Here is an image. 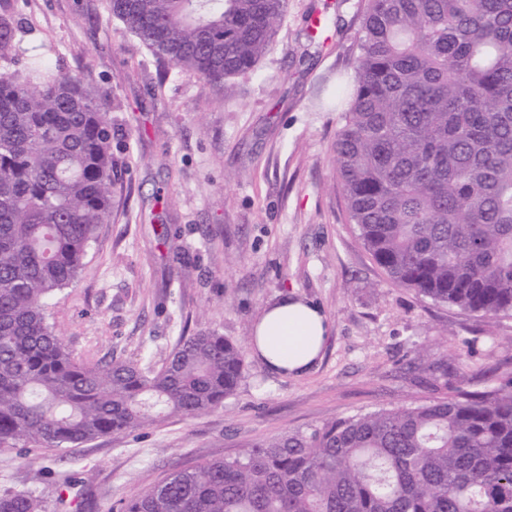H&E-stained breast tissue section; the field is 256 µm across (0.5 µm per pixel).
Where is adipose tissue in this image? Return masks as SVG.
Instances as JSON below:
<instances>
[{
  "label": "adipose tissue",
  "mask_w": 512,
  "mask_h": 512,
  "mask_svg": "<svg viewBox=\"0 0 512 512\" xmlns=\"http://www.w3.org/2000/svg\"><path fill=\"white\" fill-rule=\"evenodd\" d=\"M324 314L293 294L266 307L254 329L252 344L275 371L309 372L328 338Z\"/></svg>",
  "instance_id": "obj_1"
}]
</instances>
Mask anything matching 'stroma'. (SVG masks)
Here are the masks:
<instances>
[{
    "label": "stroma",
    "mask_w": 512,
    "mask_h": 512,
    "mask_svg": "<svg viewBox=\"0 0 512 512\" xmlns=\"http://www.w3.org/2000/svg\"><path fill=\"white\" fill-rule=\"evenodd\" d=\"M359 0H288L255 71L216 84L157 59L109 0H25L23 46L86 75L112 124V205L79 277L49 308L75 357L162 362L179 336L249 344L287 292L330 335L307 374L248 352L223 408L64 451L0 449V496L41 512H117L177 468L290 429L448 396L461 374L512 369V317L488 318L393 283L345 218L328 102L350 78ZM332 14L309 37L312 17ZM172 236H165L164 227ZM38 500L26 492L0 496V512H40Z\"/></svg>",
    "instance_id": "1"
}]
</instances>
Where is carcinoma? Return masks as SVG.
<instances>
[{"mask_svg":"<svg viewBox=\"0 0 512 512\" xmlns=\"http://www.w3.org/2000/svg\"><path fill=\"white\" fill-rule=\"evenodd\" d=\"M162 61L255 69L288 0H109ZM0 8V447L88 445L224 406L244 348L183 336L158 366L75 359L46 311L111 213L112 128L83 75L20 50ZM336 87L348 223L396 284L512 314V0H361ZM0 512H40L26 492ZM120 512H512V372L483 390L288 430L176 470Z\"/></svg>","mask_w":512,"mask_h":512,"instance_id":"carcinoma-1","label":"carcinoma"}]
</instances>
